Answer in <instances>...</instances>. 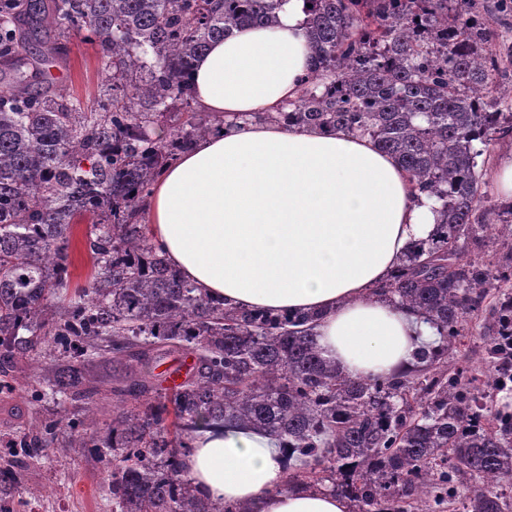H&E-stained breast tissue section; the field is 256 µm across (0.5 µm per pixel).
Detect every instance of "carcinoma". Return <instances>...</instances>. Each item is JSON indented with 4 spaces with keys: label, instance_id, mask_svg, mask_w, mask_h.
I'll list each match as a JSON object with an SVG mask.
<instances>
[{
    "label": "carcinoma",
    "instance_id": "1",
    "mask_svg": "<svg viewBox=\"0 0 512 512\" xmlns=\"http://www.w3.org/2000/svg\"><path fill=\"white\" fill-rule=\"evenodd\" d=\"M286 2L0 0V391L23 383V361L91 414L102 390L88 366L129 371L112 384L104 432L65 415L28 425L22 456L0 466V512L61 431L112 451L115 512H244L203 495L184 469L195 439L224 425L283 438L300 462L285 490L325 487L351 512H512V409L483 389L512 388V203L492 200L484 157L512 140V27L488 20L511 15L512 0H303L301 94L262 114L369 138L439 204L431 235L379 286L434 330L410 367L342 374L320 353L315 315L204 297L139 223L166 166L224 129L193 107L195 57L240 27L276 24ZM38 31L51 37L30 57ZM72 32L98 45L112 80L90 105L45 80ZM84 215L94 274L71 293L70 235ZM467 332L480 367L459 354ZM160 351L195 359L176 388L147 380Z\"/></svg>",
    "mask_w": 512,
    "mask_h": 512
}]
</instances>
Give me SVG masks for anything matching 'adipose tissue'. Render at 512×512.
I'll use <instances>...</instances> for the list:
<instances>
[{"label":"adipose tissue","mask_w":512,"mask_h":512,"mask_svg":"<svg viewBox=\"0 0 512 512\" xmlns=\"http://www.w3.org/2000/svg\"><path fill=\"white\" fill-rule=\"evenodd\" d=\"M302 21V0H287L276 28L242 27L195 59L198 108L228 122L165 168L146 222L170 264L210 298L319 313L326 359L352 378L387 376L434 335L373 288L433 232L437 213L369 139L247 121L298 96L309 70ZM185 466L199 490L249 512H350L328 491H285L286 456L259 430L206 431Z\"/></svg>","instance_id":"ef3b65f1"}]
</instances>
